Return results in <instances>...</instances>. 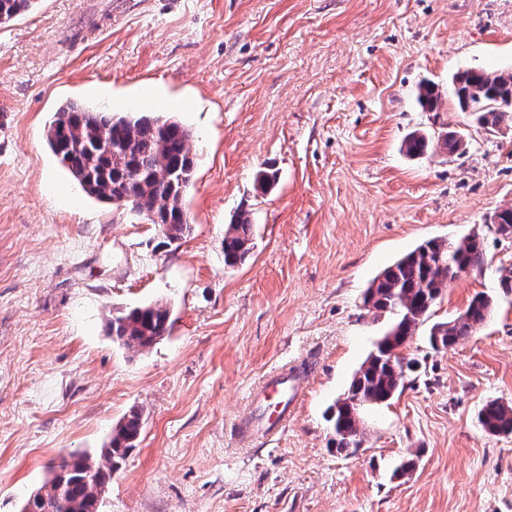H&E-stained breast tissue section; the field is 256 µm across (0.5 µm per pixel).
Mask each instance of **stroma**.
Instances as JSON below:
<instances>
[{
	"label": "stroma",
	"mask_w": 512,
	"mask_h": 512,
	"mask_svg": "<svg viewBox=\"0 0 512 512\" xmlns=\"http://www.w3.org/2000/svg\"><path fill=\"white\" fill-rule=\"evenodd\" d=\"M510 67L512 0H35L0 24V512L60 457L98 456L134 409L141 432L100 512H512V435L478 422L487 401L512 404V238L492 223L512 207V120L485 131L448 93L458 72ZM68 101L188 128L183 238L60 165L46 134ZM415 131L463 145L410 156ZM265 168L278 179L261 192ZM242 210L251 250L229 267ZM474 233L482 266L418 326L401 392L361 410L362 448L337 454L329 409L387 325L366 288L424 240ZM478 294L484 325L432 349L431 324ZM155 301L163 340L113 342V315ZM310 360L286 430L238 445L252 388Z\"/></svg>",
	"instance_id": "1"
}]
</instances>
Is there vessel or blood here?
<instances>
[{
    "mask_svg": "<svg viewBox=\"0 0 512 512\" xmlns=\"http://www.w3.org/2000/svg\"><path fill=\"white\" fill-rule=\"evenodd\" d=\"M303 381V375L288 367L263 378L251 397L252 411L240 425L241 436L271 438L282 432L288 424L291 406L303 393Z\"/></svg>",
    "mask_w": 512,
    "mask_h": 512,
    "instance_id": "vessel-or-blood-1",
    "label": "vessel or blood"
}]
</instances>
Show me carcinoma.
<instances>
[{
  "label": "carcinoma",
  "instance_id": "1",
  "mask_svg": "<svg viewBox=\"0 0 512 512\" xmlns=\"http://www.w3.org/2000/svg\"><path fill=\"white\" fill-rule=\"evenodd\" d=\"M33 0H0V20L10 21L32 8ZM512 93V75L500 71H466L464 96L449 90L461 109L471 111L480 125L497 126L512 112L498 108L503 88ZM47 141L60 162L85 193L116 209L129 211L167 231L179 240L190 228L185 197L190 187L194 158L190 131L179 121L158 112H112L69 102L54 113ZM433 142L414 133L405 142L406 152L422 155ZM250 218L240 214L224 235V264L234 266L250 250ZM483 242L476 234L450 244L429 239L383 270L372 280L364 305L391 323L375 343L379 352L388 343L403 348L438 301L443 290L461 274L483 262ZM491 311L488 297L474 296L466 309L452 320L432 325L429 342L447 349L471 336ZM170 308L163 302L135 307L112 317V340L129 351L141 352L162 340L169 331ZM405 374L397 375L387 363L367 356L356 371L350 388L358 389L373 404L393 398L403 386ZM330 421L336 434V452L351 455L357 445L346 437L362 435L360 417L334 408ZM478 421L494 436L512 435V406L490 400ZM141 414L133 411L117 426L109 446L95 459L73 452L53 467V474L23 504L21 512H98L99 502L112 473L135 448Z\"/></svg>",
  "mask_w": 512,
  "mask_h": 512
}]
</instances>
